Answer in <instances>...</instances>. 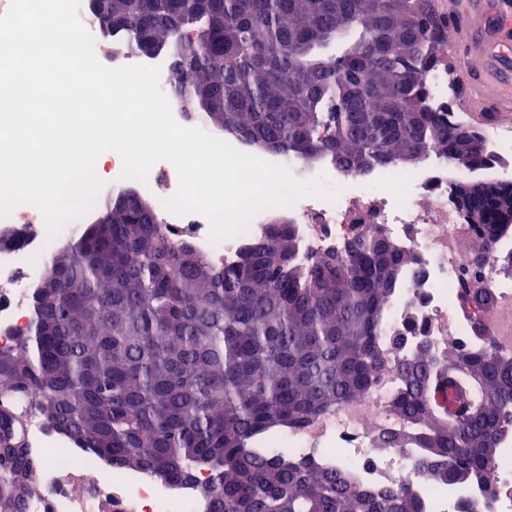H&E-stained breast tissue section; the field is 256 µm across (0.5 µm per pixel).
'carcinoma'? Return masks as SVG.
<instances>
[{
  "label": "carcinoma",
  "instance_id": "carcinoma-1",
  "mask_svg": "<svg viewBox=\"0 0 512 512\" xmlns=\"http://www.w3.org/2000/svg\"><path fill=\"white\" fill-rule=\"evenodd\" d=\"M132 51L171 60L170 93L219 131L303 163L369 175L429 151L484 166L476 136L432 106L425 75L448 55L431 0H99L88 7ZM502 182L485 181L491 210ZM106 224L45 262L32 319L0 346V397L35 394L55 431L113 467L168 485L201 471L211 512H425L403 486L379 490L265 446L364 396L404 345L382 340L383 308L411 256L356 232L307 262L275 222L216 263L173 241L134 188ZM499 225H482L481 263ZM478 306L491 292L471 286ZM391 406L432 479L492 481L512 427V356L421 344L398 362Z\"/></svg>",
  "mask_w": 512,
  "mask_h": 512
}]
</instances>
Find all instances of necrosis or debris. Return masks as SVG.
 Instances as JSON below:
<instances>
[{
    "label": "necrosis or debris",
    "instance_id": "necrosis-or-debris-1",
    "mask_svg": "<svg viewBox=\"0 0 512 512\" xmlns=\"http://www.w3.org/2000/svg\"><path fill=\"white\" fill-rule=\"evenodd\" d=\"M488 161L484 176L512 179V123L503 121L475 128ZM458 168L437 152L423 156L414 174L390 167L378 175L357 176L334 164L322 173L329 197H305L281 207L282 218L293 224L298 258L342 244L355 227L380 230L414 259V273L386 302L384 335L415 321L416 335L407 337L405 351L419 344L437 355L449 347L477 350L493 347L512 355V231L503 233L495 252L476 262L477 240L451 200ZM172 163L156 162L141 187L158 201V220L171 239L192 235L195 246L208 258L222 261L244 242L260 235L270 222L258 213L248 229L220 240L213 239L207 218L180 214L167 202L178 190ZM81 218L69 220L57 234H49L41 210L22 204L0 217V236L11 235L0 247V346L12 344L27 320L32 286L42 277V258L53 247L78 237ZM478 280L494 296L491 305L477 308L466 298L468 281ZM398 380L394 370L382 372L368 395L325 413L305 427L291 430L289 447L325 468H338L367 488L407 487L426 506V512H460L469 501L479 512H512V433L500 441L492 486L473 481L450 488L430 480L410 454L377 445L379 433L405 429L406 423L389 408ZM32 433L46 445L49 467L43 480L68 512H211L198 484L159 487L139 473H119L105 479L100 467L89 465L80 448L62 447V437L48 430L38 413H31Z\"/></svg>",
    "mask_w": 512,
    "mask_h": 512
}]
</instances>
